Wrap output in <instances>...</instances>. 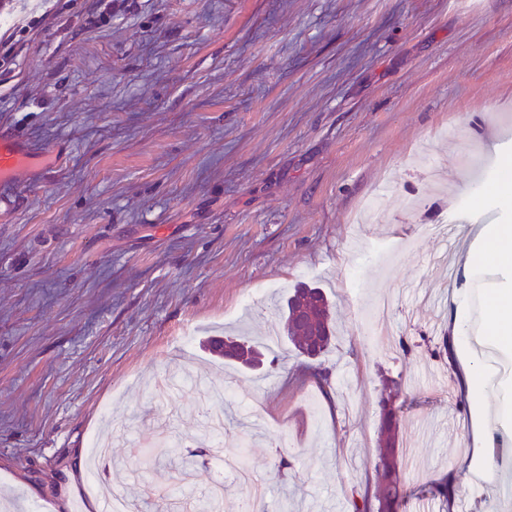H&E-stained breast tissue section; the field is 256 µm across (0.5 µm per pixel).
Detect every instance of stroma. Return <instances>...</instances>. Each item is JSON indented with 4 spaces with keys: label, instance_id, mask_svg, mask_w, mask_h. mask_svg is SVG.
Here are the masks:
<instances>
[{
    "label": "stroma",
    "instance_id": "stroma-1",
    "mask_svg": "<svg viewBox=\"0 0 512 512\" xmlns=\"http://www.w3.org/2000/svg\"><path fill=\"white\" fill-rule=\"evenodd\" d=\"M87 7L0 0V37L21 44L0 66V127L43 150L0 209V496L86 512L107 414L137 443L169 423L179 441L147 466L115 448L138 512L155 507L146 471L188 466L205 492L202 404L221 389L226 452L263 485L262 512H349L376 482L392 379L406 512H512L496 492L512 371L471 397L475 352L429 353L460 311L490 334L479 301L512 287V268L468 262L512 225L494 191L512 157V0H124L92 29ZM477 195L492 221L458 222ZM443 217L450 239L428 235ZM301 282L332 303L330 388L283 335L257 371L205 349L266 340L271 297ZM481 452L493 479L431 498L426 480Z\"/></svg>",
    "mask_w": 512,
    "mask_h": 512
}]
</instances>
